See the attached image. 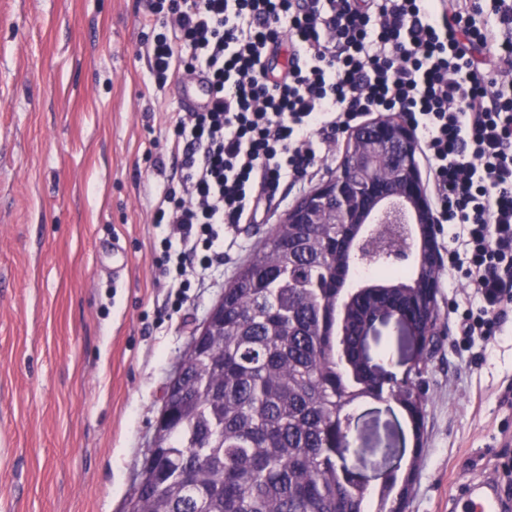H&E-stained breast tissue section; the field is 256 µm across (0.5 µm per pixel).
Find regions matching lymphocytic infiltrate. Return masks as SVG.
Segmentation results:
<instances>
[{
  "label": "lymphocytic infiltrate",
  "instance_id": "obj_1",
  "mask_svg": "<svg viewBox=\"0 0 512 512\" xmlns=\"http://www.w3.org/2000/svg\"><path fill=\"white\" fill-rule=\"evenodd\" d=\"M156 90L185 70L210 107L174 113L179 156L155 206L178 277L224 255L227 224H253L283 181L305 179L338 134L400 112L428 170L448 271L480 303L463 341L496 335L512 291V0H145ZM287 58L279 68V58Z\"/></svg>",
  "mask_w": 512,
  "mask_h": 512
}]
</instances>
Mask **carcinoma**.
<instances>
[{
    "label": "carcinoma",
    "instance_id": "carcinoma-1",
    "mask_svg": "<svg viewBox=\"0 0 512 512\" xmlns=\"http://www.w3.org/2000/svg\"><path fill=\"white\" fill-rule=\"evenodd\" d=\"M279 224L224 287V323L199 339L183 367V394L162 409L159 448L127 512H401L413 475L366 493L336 459L341 418L385 385L363 357L364 331L382 309L436 320V304L412 305L438 278L424 234L417 269L383 270L362 291L339 284L353 269L352 229ZM346 335H336V318ZM392 398L422 415L415 380Z\"/></svg>",
    "mask_w": 512,
    "mask_h": 512
}]
</instances>
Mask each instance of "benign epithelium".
Returning <instances> with one entry per match:
<instances>
[{
    "mask_svg": "<svg viewBox=\"0 0 512 512\" xmlns=\"http://www.w3.org/2000/svg\"><path fill=\"white\" fill-rule=\"evenodd\" d=\"M352 138L362 147L345 157L336 176L316 192L336 203V224H363L354 246L373 259L404 258L411 244L407 214L419 216L418 224L435 219L424 193L415 162L416 139L412 126L394 117L380 118L357 127ZM395 318L411 335L418 358L426 353L428 340L411 329V323L392 310L375 319Z\"/></svg>",
    "mask_w": 512,
    "mask_h": 512,
    "instance_id": "obj_1",
    "label": "benign epithelium"
}]
</instances>
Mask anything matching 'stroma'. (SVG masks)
Here are the masks:
<instances>
[{"instance_id": "35a3bbf8", "label": "stroma", "mask_w": 512, "mask_h": 512, "mask_svg": "<svg viewBox=\"0 0 512 512\" xmlns=\"http://www.w3.org/2000/svg\"><path fill=\"white\" fill-rule=\"evenodd\" d=\"M144 0H0V512H123L165 391L224 286L303 196L339 171L347 136L264 220L224 228V261L180 287L161 263L152 204L177 161L163 134L180 109L173 75L150 80ZM129 265L112 280V250ZM433 346L413 428L394 401L364 398L347 452L376 489L414 473L405 512H448L481 471L512 485V300L500 332L462 342L460 280L440 270ZM396 374L415 344L395 319L366 338Z\"/></svg>"}]
</instances>
